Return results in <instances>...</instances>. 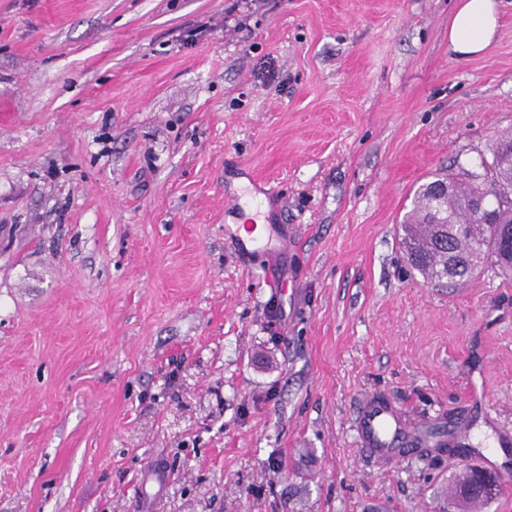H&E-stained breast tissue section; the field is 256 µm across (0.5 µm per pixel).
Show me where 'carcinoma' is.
<instances>
[{"mask_svg": "<svg viewBox=\"0 0 512 512\" xmlns=\"http://www.w3.org/2000/svg\"><path fill=\"white\" fill-rule=\"evenodd\" d=\"M491 153L499 156L496 177L491 182L460 184L450 176L446 195L432 192L433 181L421 188L418 208L409 223L403 225L404 254L410 267L432 279H463L474 272L478 259L489 260L506 272L512 271V249L504 247L500 240V231L512 228V137L497 141ZM479 192L486 196L489 223L471 207L472 199ZM436 211L447 215L453 224L466 225L465 233L448 238L445 247L432 244L430 234L416 236L411 230L413 224L427 223Z\"/></svg>", "mask_w": 512, "mask_h": 512, "instance_id": "1", "label": "carcinoma"}]
</instances>
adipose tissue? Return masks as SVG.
<instances>
[{
  "label": "adipose tissue",
  "mask_w": 512,
  "mask_h": 512,
  "mask_svg": "<svg viewBox=\"0 0 512 512\" xmlns=\"http://www.w3.org/2000/svg\"><path fill=\"white\" fill-rule=\"evenodd\" d=\"M497 0H457L448 26V45L463 57L484 52L499 29Z\"/></svg>",
  "instance_id": "obj_1"
}]
</instances>
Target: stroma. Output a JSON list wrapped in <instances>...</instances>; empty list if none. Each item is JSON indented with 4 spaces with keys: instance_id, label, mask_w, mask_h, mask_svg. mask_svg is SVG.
Listing matches in <instances>:
<instances>
[{
    "instance_id": "stroma-1",
    "label": "stroma",
    "mask_w": 512,
    "mask_h": 512,
    "mask_svg": "<svg viewBox=\"0 0 512 512\" xmlns=\"http://www.w3.org/2000/svg\"><path fill=\"white\" fill-rule=\"evenodd\" d=\"M454 5L0 0V512H467L453 426L512 433V275L401 247L512 131V0L469 59ZM368 395L445 450L375 464ZM488 468L512 512V447Z\"/></svg>"
}]
</instances>
